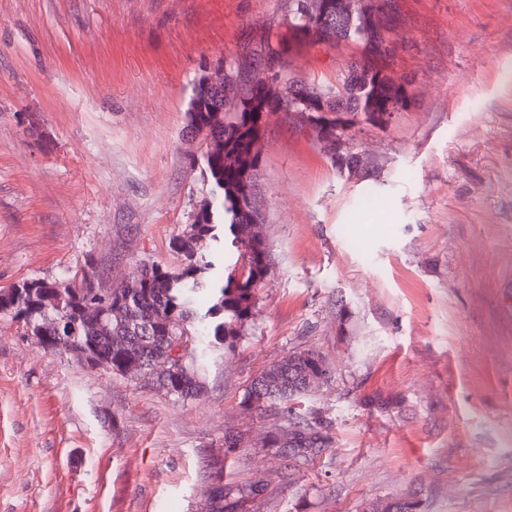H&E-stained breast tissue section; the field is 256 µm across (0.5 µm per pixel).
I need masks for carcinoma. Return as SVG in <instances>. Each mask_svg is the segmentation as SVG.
<instances>
[{
  "label": "carcinoma",
  "instance_id": "obj_1",
  "mask_svg": "<svg viewBox=\"0 0 512 512\" xmlns=\"http://www.w3.org/2000/svg\"><path fill=\"white\" fill-rule=\"evenodd\" d=\"M336 0H288L282 21L268 23L248 34L245 57L258 61L280 57L277 69L251 76L236 63V55L220 59L224 70L219 84L200 77L187 102L186 135L198 143L200 154L189 158V169L199 170L210 184L209 198L191 211L188 225L175 245L181 262L175 269L142 264L122 288H111L103 306L91 288L98 280L93 267L82 269L58 286L39 279L0 290V316L43 337L42 348L74 355L93 348L100 369L138 379L155 375L157 387L181 399L194 398L203 389L201 370L212 348H233L244 336L253 316L256 290L269 271L266 243L247 242L236 260L216 271L215 248L221 239L237 242L240 226L259 222L254 204V179L259 154L253 143L263 126L248 123L270 112L298 121L312 104L319 135L347 137L356 117L381 123L382 115L397 112L407 101L406 82L387 74L392 56L386 35L373 33L364 16L336 11ZM286 27L294 38L317 39L327 26L335 41H350L363 49L359 62L334 85L312 87L292 75L288 63ZM214 250L204 253L199 243ZM212 290L214 303L203 313L192 304L193 295ZM328 378L322 357L314 351L293 352L269 365L247 389L244 402L265 410L292 405ZM329 437L316 428L293 422L286 433L270 439L275 448L295 460L322 453ZM213 486L200 512H244L256 499L257 484L231 495L223 484L222 468L211 472Z\"/></svg>",
  "mask_w": 512,
  "mask_h": 512
}]
</instances>
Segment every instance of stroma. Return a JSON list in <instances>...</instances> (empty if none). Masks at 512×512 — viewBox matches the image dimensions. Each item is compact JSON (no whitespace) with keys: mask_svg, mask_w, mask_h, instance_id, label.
<instances>
[{"mask_svg":"<svg viewBox=\"0 0 512 512\" xmlns=\"http://www.w3.org/2000/svg\"><path fill=\"white\" fill-rule=\"evenodd\" d=\"M404 109L353 126L357 169L272 113L255 205L269 272L199 399L43 350L0 318V512H197L214 463L264 487L255 512H512V0H398ZM286 0H0V289L112 288L172 243L208 189L188 167L195 80ZM352 43H305L295 76L336 83ZM313 350L327 381L294 413L330 444L264 448L283 407L251 381ZM251 444L226 453L224 436Z\"/></svg>","mask_w":512,"mask_h":512,"instance_id":"stroma-1","label":"stroma"}]
</instances>
